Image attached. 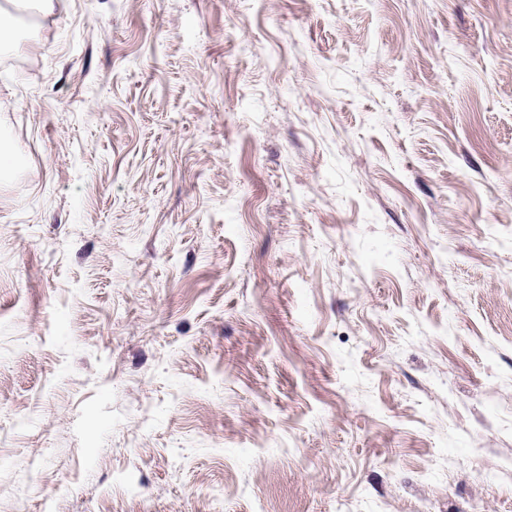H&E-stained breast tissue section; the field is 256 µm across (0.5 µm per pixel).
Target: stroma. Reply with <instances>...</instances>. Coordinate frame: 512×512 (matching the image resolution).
Instances as JSON below:
<instances>
[{
    "mask_svg": "<svg viewBox=\"0 0 512 512\" xmlns=\"http://www.w3.org/2000/svg\"><path fill=\"white\" fill-rule=\"evenodd\" d=\"M14 39L0 512H512V0Z\"/></svg>",
    "mask_w": 512,
    "mask_h": 512,
    "instance_id": "stroma-1",
    "label": "stroma"
}]
</instances>
